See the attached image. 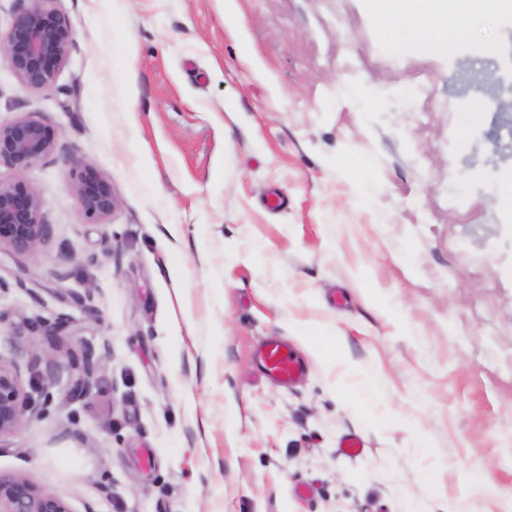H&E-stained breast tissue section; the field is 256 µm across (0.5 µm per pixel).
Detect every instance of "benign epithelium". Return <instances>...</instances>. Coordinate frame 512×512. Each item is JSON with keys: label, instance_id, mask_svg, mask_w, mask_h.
<instances>
[{"label": "benign epithelium", "instance_id": "1", "mask_svg": "<svg viewBox=\"0 0 512 512\" xmlns=\"http://www.w3.org/2000/svg\"><path fill=\"white\" fill-rule=\"evenodd\" d=\"M73 43L69 24L54 10L35 6L19 11L0 38L11 71L22 86L42 90L52 86ZM56 130L32 116L0 122V163L14 177L0 181V245L14 252L37 255L48 232L44 222L45 201L33 189L27 174L56 146ZM70 192L91 216H107L116 208L112 184L92 169L76 173ZM75 384L89 387L92 365L80 356H70ZM30 411L21 374L16 365L0 361V441L13 436ZM0 512H73L65 499L42 491L23 475L0 473Z\"/></svg>", "mask_w": 512, "mask_h": 512}]
</instances>
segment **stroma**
Instances as JSON below:
<instances>
[{"mask_svg":"<svg viewBox=\"0 0 512 512\" xmlns=\"http://www.w3.org/2000/svg\"><path fill=\"white\" fill-rule=\"evenodd\" d=\"M52 7L74 42L51 87L0 54V121L57 131L28 174L39 255L0 249V360L36 407L0 472L74 512H445L478 472L512 491V24L449 58L402 49L370 0ZM84 167L112 214L71 196ZM275 339L293 383L258 360ZM70 192L81 208L91 216H107L116 208L112 184L92 169L76 173Z\"/></svg>","mask_w":512,"mask_h":512,"instance_id":"obj_1","label":"stroma"}]
</instances>
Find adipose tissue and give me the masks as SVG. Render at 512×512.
Instances as JSON below:
<instances>
[{"label":"adipose tissue","instance_id":"adipose-tissue-1","mask_svg":"<svg viewBox=\"0 0 512 512\" xmlns=\"http://www.w3.org/2000/svg\"><path fill=\"white\" fill-rule=\"evenodd\" d=\"M379 27L407 48L442 53L449 38L467 34L474 20L468 0H373Z\"/></svg>","mask_w":512,"mask_h":512}]
</instances>
